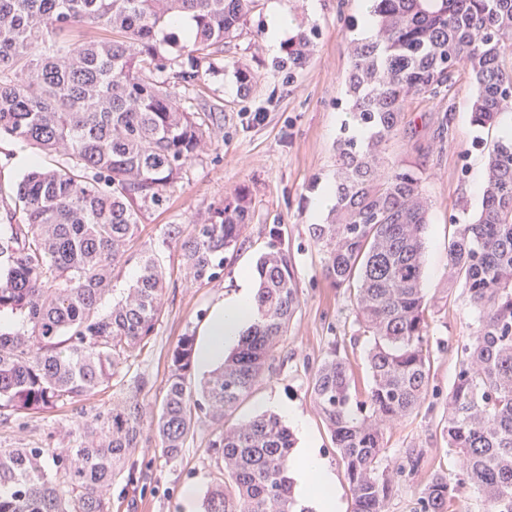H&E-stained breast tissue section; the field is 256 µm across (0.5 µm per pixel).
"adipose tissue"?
<instances>
[{"instance_id": "1", "label": "adipose tissue", "mask_w": 512, "mask_h": 512, "mask_svg": "<svg viewBox=\"0 0 512 512\" xmlns=\"http://www.w3.org/2000/svg\"><path fill=\"white\" fill-rule=\"evenodd\" d=\"M257 316L255 292L242 285L233 298L218 304L206 329V342L201 351L203 364L220 361L227 349L234 347L242 333ZM291 473L298 498L315 512H339L336 475L313 446L296 449Z\"/></svg>"}]
</instances>
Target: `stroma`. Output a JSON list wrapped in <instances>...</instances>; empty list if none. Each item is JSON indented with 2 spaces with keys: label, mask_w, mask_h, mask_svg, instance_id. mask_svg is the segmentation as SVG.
Masks as SVG:
<instances>
[{
  "label": "stroma",
  "mask_w": 512,
  "mask_h": 512,
  "mask_svg": "<svg viewBox=\"0 0 512 512\" xmlns=\"http://www.w3.org/2000/svg\"><path fill=\"white\" fill-rule=\"evenodd\" d=\"M276 6L288 16L289 36L304 32L314 44L305 67L294 73L280 65L284 46L268 43L267 24ZM364 10V0H259L215 65H201V81L189 105L200 113L212 104L221 105L220 134L187 168L166 201L142 216L140 239L160 244L164 225L201 221L228 193L243 188L250 220L242 245L228 253L221 276L202 285L186 279L180 252L165 248L163 310L147 344L130 358L123 375L91 400L29 416L22 426L0 425L1 448L72 447L78 424L120 402L141 375L149 383L140 398L147 408L158 409L170 354L179 339L189 333L202 336L212 309L238 291L242 278H255L256 260L272 245L269 230L278 224L285 231L300 305L276 347L275 373L255 386L228 421L240 423L269 412L273 398L288 405L299 416L291 425L297 447L314 443L337 475L340 512H352L343 465L311 395V377L335 349L349 359L358 386H366L369 344L359 331L348 292L324 277L323 255L310 238L309 226L313 200L335 176L336 141L348 119L347 26L363 24ZM243 71L251 76L246 86L239 77ZM472 94L463 70L449 95L413 100L405 109L401 134L388 149L389 160L423 165L424 190L433 203L424 235L422 287L435 304L430 336V387L435 395L385 434L381 468L394 481L386 512H415L419 491L432 473L441 470L452 477L457 472L438 423L458 368L457 344L477 326V312L467 297L448 288V237L453 230L449 218L464 210L476 213L484 183L482 149L472 143ZM447 114L452 133L439 143L434 136ZM213 434V425L197 423L180 457L170 462L161 456L157 440L145 436L134 461L148 479L133 489L113 485L112 512H185V499L201 503L217 471V460L207 451ZM409 448L424 451V461L414 472L404 468Z\"/></svg>",
  "instance_id": "obj_1"
}]
</instances>
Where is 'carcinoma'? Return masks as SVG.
I'll list each match as a JSON object with an SVG mask.
<instances>
[{"label": "carcinoma", "instance_id": "obj_1", "mask_svg": "<svg viewBox=\"0 0 512 512\" xmlns=\"http://www.w3.org/2000/svg\"><path fill=\"white\" fill-rule=\"evenodd\" d=\"M255 0H0V138L55 158L0 185V423L79 404L106 390L152 334L166 276L160 248L136 246L140 218L159 206L212 143L216 113L186 106L200 64L222 52ZM367 37L350 41L349 113L358 131L336 142L326 222L309 225L323 273L353 297L368 338V388L357 389L348 358L332 352L311 393L344 464L353 512H385L394 484L380 469L384 430L417 412L429 392L430 317L423 293V232L430 201L425 170L388 163L408 100L450 90L468 70L471 126H496L512 104V0H366ZM191 21L188 36L174 31ZM172 44L175 51L164 53ZM312 42L301 32L282 64L302 69ZM485 184L475 217L452 218L448 287L478 313L457 349L441 435L462 478L434 472L419 512H448L463 490L482 512H512V138L484 146ZM247 193L238 190L201 224L163 227L191 283H211L241 245ZM256 264L260 319L192 390L195 336L170 355L162 405L148 415L139 380L124 401L82 425L72 448H0V512H112V486L145 479L131 459L145 428L175 460L196 423L215 425L208 448L221 461L203 512H312L289 476L295 438L275 415L228 426V412L272 373L273 352L299 307L284 247ZM136 263L112 306L116 269Z\"/></svg>", "mask_w": 512, "mask_h": 512}]
</instances>
